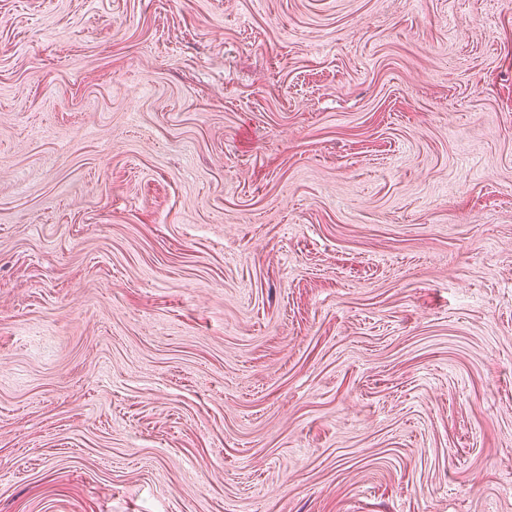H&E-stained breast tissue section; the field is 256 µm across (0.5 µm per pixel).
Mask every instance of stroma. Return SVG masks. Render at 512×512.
Here are the masks:
<instances>
[{
  "instance_id": "stroma-1",
  "label": "stroma",
  "mask_w": 512,
  "mask_h": 512,
  "mask_svg": "<svg viewBox=\"0 0 512 512\" xmlns=\"http://www.w3.org/2000/svg\"><path fill=\"white\" fill-rule=\"evenodd\" d=\"M0 512H512V0H0Z\"/></svg>"
}]
</instances>
